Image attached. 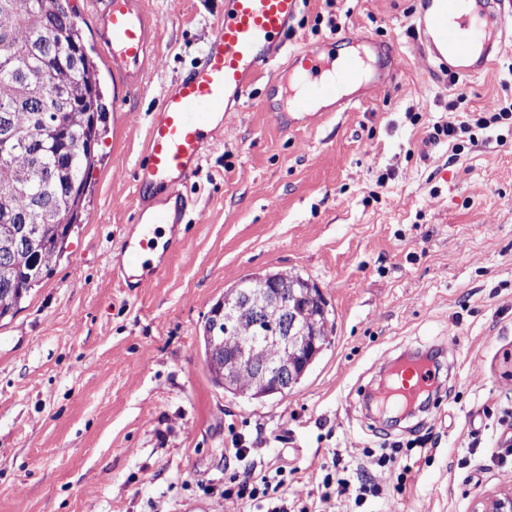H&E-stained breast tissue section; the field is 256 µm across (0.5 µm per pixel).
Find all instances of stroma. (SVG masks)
Segmentation results:
<instances>
[{
  "mask_svg": "<svg viewBox=\"0 0 512 512\" xmlns=\"http://www.w3.org/2000/svg\"><path fill=\"white\" fill-rule=\"evenodd\" d=\"M158 60L108 112L82 220L14 317L0 321V512H265L223 499L243 463L293 470L290 512H355L325 497L333 459L379 491L364 512H473L512 491V129L434 127L512 97V48L448 81L413 25L419 0H309L290 48L348 30L406 68L346 112H271L273 73L224 118L184 192L183 246L144 288L108 274L135 199L149 115L202 56L224 0H147ZM333 16L330 30L316 16ZM297 273L335 329L301 381L253 399L215 386L203 326L245 277ZM435 353L443 390L394 419L364 398L401 354ZM430 434L422 456L405 445ZM401 445L394 464L372 463Z\"/></svg>",
  "mask_w": 512,
  "mask_h": 512,
  "instance_id": "1",
  "label": "stroma"
}]
</instances>
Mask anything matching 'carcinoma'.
Returning a JSON list of instances; mask_svg holds the SVG:
<instances>
[{"label":"carcinoma","instance_id":"carcinoma-1","mask_svg":"<svg viewBox=\"0 0 512 512\" xmlns=\"http://www.w3.org/2000/svg\"><path fill=\"white\" fill-rule=\"evenodd\" d=\"M83 21L68 0H0V319L14 317L28 293L62 256L80 218L89 177L98 162L101 124L107 111L100 67L87 54ZM56 30L63 47L77 46L65 69L42 51ZM59 88L67 112H35L38 87ZM237 284L224 292L203 328L206 367L213 384L233 392L236 374L224 355V316L216 309L235 300ZM288 291L312 298L311 318L330 343L334 321L319 288L288 275Z\"/></svg>","mask_w":512,"mask_h":512}]
</instances>
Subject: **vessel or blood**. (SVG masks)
<instances>
[{"label": "vessel or blood", "mask_w": 512, "mask_h": 512, "mask_svg": "<svg viewBox=\"0 0 512 512\" xmlns=\"http://www.w3.org/2000/svg\"><path fill=\"white\" fill-rule=\"evenodd\" d=\"M301 5L302 0H224V14L214 23L202 58L152 112L134 173L133 231L122 239L108 270L122 287L152 281L181 246L178 232L189 214L182 188L223 132L227 112L251 94L285 49ZM91 18L120 95L141 88L156 61L151 45L157 23L146 0H91ZM415 30L434 61L449 73L474 78L512 41V0H423ZM346 45L339 61L325 44L292 55L279 83L296 110H307L324 97L333 99L337 110L359 102L354 91L337 96L336 86L357 85L367 55L382 62L372 73L375 85L387 83L404 67V56L376 38L350 35ZM435 377L430 364L405 365L379 387L376 402L384 409L407 408Z\"/></svg>", "instance_id": "1"}]
</instances>
